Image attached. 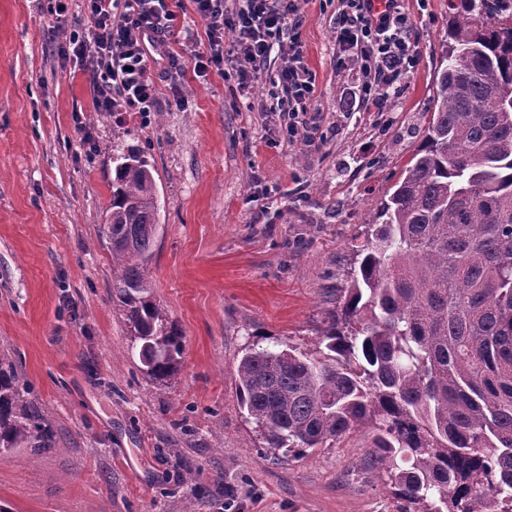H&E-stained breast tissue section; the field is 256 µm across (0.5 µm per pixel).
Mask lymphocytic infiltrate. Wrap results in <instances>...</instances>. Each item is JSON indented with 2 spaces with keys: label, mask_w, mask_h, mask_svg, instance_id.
Here are the masks:
<instances>
[{
  "label": "lymphocytic infiltrate",
  "mask_w": 512,
  "mask_h": 512,
  "mask_svg": "<svg viewBox=\"0 0 512 512\" xmlns=\"http://www.w3.org/2000/svg\"><path fill=\"white\" fill-rule=\"evenodd\" d=\"M207 23L208 48L194 53L196 76L223 67L224 33L237 34L234 58L238 78L249 85L265 72L271 54L282 67L272 81V111L285 115L289 137H296L314 93V79L304 63L296 31L301 0H244L231 9L225 0H195ZM88 27L71 30L61 53L89 73L93 82L92 108L97 112L147 113L157 101V84L149 50L181 40L191 32H177L169 0H84ZM336 54L359 63L364 81L358 99L364 111L383 112L397 92L399 78L419 64L412 25L398 0L376 10L372 0H342L336 19Z\"/></svg>",
  "instance_id": "f902f5d3"
}]
</instances>
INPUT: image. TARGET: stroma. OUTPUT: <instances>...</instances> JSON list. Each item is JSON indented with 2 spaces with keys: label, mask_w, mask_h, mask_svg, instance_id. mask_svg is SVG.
Returning <instances> with one entry per match:
<instances>
[{
  "label": "stroma",
  "mask_w": 512,
  "mask_h": 512,
  "mask_svg": "<svg viewBox=\"0 0 512 512\" xmlns=\"http://www.w3.org/2000/svg\"><path fill=\"white\" fill-rule=\"evenodd\" d=\"M50 2L0 0V354L56 433L55 447L0 452V512H399L365 463L367 430L267 458L234 365L259 335L317 340L432 118L448 0H400L420 63L385 112L355 104L338 0H303L310 147L269 110L279 56L245 89L232 69L195 75L208 41L193 0L172 6L196 45L160 56L154 111H93L89 75L57 54L68 31ZM119 146L150 161L165 226L150 275L184 350L163 383L141 368L98 237Z\"/></svg>",
  "instance_id": "stroma-1"
}]
</instances>
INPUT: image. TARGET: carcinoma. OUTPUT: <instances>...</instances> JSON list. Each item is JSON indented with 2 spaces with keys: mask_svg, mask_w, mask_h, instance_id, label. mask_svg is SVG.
<instances>
[{
  "mask_svg": "<svg viewBox=\"0 0 512 512\" xmlns=\"http://www.w3.org/2000/svg\"><path fill=\"white\" fill-rule=\"evenodd\" d=\"M115 160L112 300L163 383L184 334L152 297L156 185L144 155ZM340 292L313 347L259 340L237 360L265 447L312 454L370 425L368 462L402 512H512V0H449L432 121ZM53 447L0 359V450Z\"/></svg>",
  "mask_w": 512,
  "mask_h": 512,
  "instance_id": "1",
  "label": "carcinoma"
}]
</instances>
